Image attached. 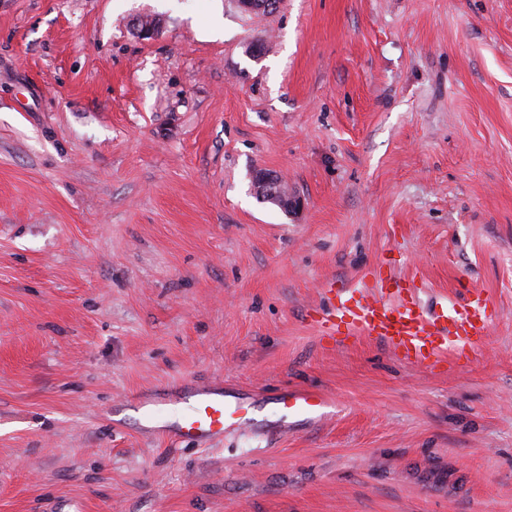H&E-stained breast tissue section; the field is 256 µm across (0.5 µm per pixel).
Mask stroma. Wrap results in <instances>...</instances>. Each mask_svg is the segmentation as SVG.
<instances>
[{"instance_id": "obj_1", "label": "stroma", "mask_w": 512, "mask_h": 512, "mask_svg": "<svg viewBox=\"0 0 512 512\" xmlns=\"http://www.w3.org/2000/svg\"><path fill=\"white\" fill-rule=\"evenodd\" d=\"M390 275L487 292L478 352L328 347L325 283ZM186 381L338 409L113 425ZM0 512H512V0H0ZM279 414L280 419L286 421L294 419L298 422L321 419L326 414L330 403L324 394L314 390H282L267 400Z\"/></svg>"}]
</instances>
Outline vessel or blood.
Listing matches in <instances>:
<instances>
[{
    "mask_svg": "<svg viewBox=\"0 0 512 512\" xmlns=\"http://www.w3.org/2000/svg\"><path fill=\"white\" fill-rule=\"evenodd\" d=\"M394 291H373L368 285L353 288L329 284L337 299L325 309H310L309 317L331 347L344 349L364 339L386 346L390 352L424 370L467 348H475L486 335L490 300L475 293L451 312L428 311L413 293L401 294V278ZM281 420L298 422L322 418L330 406L314 390H282L268 400ZM142 433L189 440L209 446L233 431L248 432L254 425L252 402L228 400L222 385L188 383L186 390L144 394L134 402Z\"/></svg>",
    "mask_w": 512,
    "mask_h": 512,
    "instance_id": "vessel-or-blood-1",
    "label": "vessel or blood"
}]
</instances>
